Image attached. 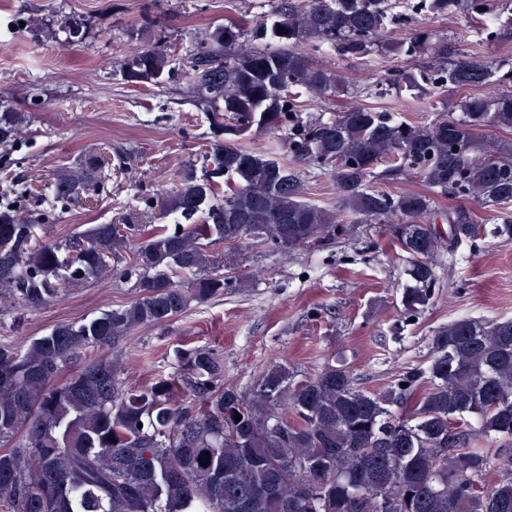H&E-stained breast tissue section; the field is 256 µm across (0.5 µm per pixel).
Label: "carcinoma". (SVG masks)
<instances>
[{
    "label": "carcinoma",
    "instance_id": "1",
    "mask_svg": "<svg viewBox=\"0 0 512 512\" xmlns=\"http://www.w3.org/2000/svg\"><path fill=\"white\" fill-rule=\"evenodd\" d=\"M492 0H416L434 18L473 23ZM392 0H278L253 25L229 20L186 50L188 92L214 141L208 172L184 174L160 193L161 217L181 224H95L63 244L38 241L23 209L0 210V300L35 305L89 279L137 275L139 297L80 323L56 326L24 348L0 347V512H512V319L460 317L435 332L422 371L385 391L358 387L328 365L295 380L273 361L250 392L224 384V360L197 347L176 370L131 386L112 356L130 333L172 320L229 287L224 267L261 243L285 254L331 240L350 219L390 224L409 259L411 316L429 303L437 258L477 236L463 204L387 189L405 173L425 186L496 212L512 206V146L481 131H512V58L481 60L448 48L428 27L391 37ZM283 33H278V28ZM345 59L374 49L436 67L396 70V95L434 90L461 98V116L427 124L358 101L327 120H303L300 98L340 92L345 77L314 52ZM174 71L170 47L137 44L121 65L139 87ZM0 113V146L23 128ZM283 132L287 156L244 143ZM107 161L92 153L54 173L56 205L100 188ZM327 172L336 206L308 202L302 170ZM224 243L233 253L220 254ZM127 250L132 265L112 260ZM83 366L60 375L84 352ZM427 380L421 392L417 386ZM291 412L288 421L280 411ZM242 419L235 420V415Z\"/></svg>",
    "mask_w": 512,
    "mask_h": 512
}]
</instances>
